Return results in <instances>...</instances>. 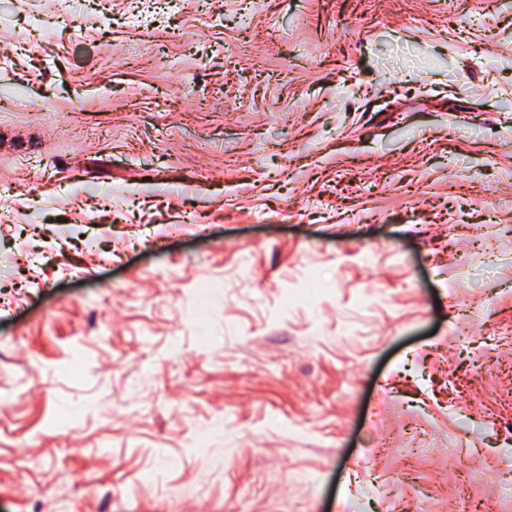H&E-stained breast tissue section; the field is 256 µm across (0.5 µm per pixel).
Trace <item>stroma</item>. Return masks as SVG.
<instances>
[{"instance_id":"obj_1","label":"stroma","mask_w":512,"mask_h":512,"mask_svg":"<svg viewBox=\"0 0 512 512\" xmlns=\"http://www.w3.org/2000/svg\"><path fill=\"white\" fill-rule=\"evenodd\" d=\"M135 2L0 0V512H512V0Z\"/></svg>"}]
</instances>
